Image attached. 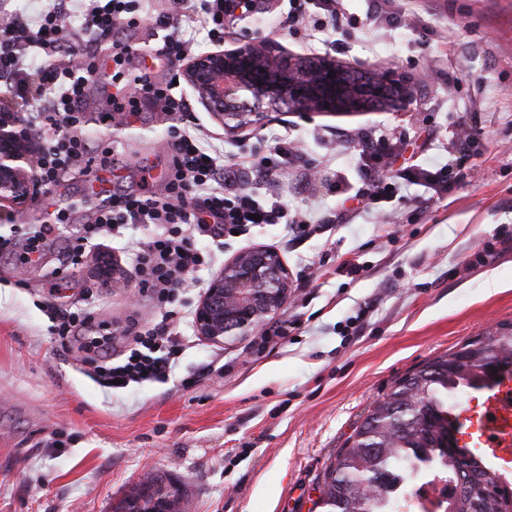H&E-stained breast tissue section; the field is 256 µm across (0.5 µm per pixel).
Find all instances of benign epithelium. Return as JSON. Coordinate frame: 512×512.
Returning a JSON list of instances; mask_svg holds the SVG:
<instances>
[{"instance_id":"obj_1","label":"benign epithelium","mask_w":512,"mask_h":512,"mask_svg":"<svg viewBox=\"0 0 512 512\" xmlns=\"http://www.w3.org/2000/svg\"><path fill=\"white\" fill-rule=\"evenodd\" d=\"M182 76L231 132L260 122L269 109L366 112L411 99L409 79L393 68L360 78L334 59L286 57L267 44L200 54L184 65ZM35 136L14 113H0V210L19 211L36 193ZM289 288L276 251L248 248L212 278L195 311L196 332L217 343L250 336L284 305Z\"/></svg>"}]
</instances>
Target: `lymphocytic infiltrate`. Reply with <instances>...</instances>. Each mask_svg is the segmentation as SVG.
<instances>
[{
  "instance_id": "lymphocytic-infiltrate-1",
  "label": "lymphocytic infiltrate",
  "mask_w": 512,
  "mask_h": 512,
  "mask_svg": "<svg viewBox=\"0 0 512 512\" xmlns=\"http://www.w3.org/2000/svg\"><path fill=\"white\" fill-rule=\"evenodd\" d=\"M347 0H290L283 21L289 33L332 35L351 27L373 35L405 25L407 12L393 9L394 0H369L363 15L349 13ZM157 14V26L167 28L171 19L203 22L210 39L224 38V0H165ZM143 0H31L24 9L0 14V78L11 100L35 112L42 144L36 179L42 190L59 184L73 168H108L109 157H98L82 132L87 86L95 72L97 42L118 27H137L143 20ZM195 47L193 37L169 32L159 50L160 57L176 64L186 60ZM170 117L167 127L175 154L164 194L113 192L110 204L93 208L64 251L65 264L77 269L85 247L108 236L119 238L127 230L149 225L153 235L136 242L132 262L140 287L150 289L160 309L173 306L181 289L198 268L212 256L201 247L209 234L233 236L260 217L265 224H281L294 233H307L315 221L308 212L288 214L276 194L258 199L238 175L236 162L221 163L204 145L201 129L183 125L188 106L173 83L140 76L134 84H123L113 103L118 123H126L140 110L141 102ZM365 181L355 199L366 209L379 210L392 199L395 183L379 174L391 157L398 138L391 132L358 135ZM133 343L121 362L100 366L97 376L105 383L123 385L166 379L180 352L179 342L166 323L152 327L128 326Z\"/></svg>"
}]
</instances>
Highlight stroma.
<instances>
[{"label": "stroma", "instance_id": "1", "mask_svg": "<svg viewBox=\"0 0 512 512\" xmlns=\"http://www.w3.org/2000/svg\"><path fill=\"white\" fill-rule=\"evenodd\" d=\"M416 8L423 30L394 31L386 58L349 27L333 44L288 34L280 26L288 0H254L250 11L225 14L227 49L265 42L364 70L423 73L410 102L390 112H273L231 133L180 82V66H151L152 80L177 81L191 122L225 160L266 154L274 135L299 141L302 155L279 185L280 198L328 229L291 242L280 224L202 237L215 264L195 273L169 319L182 350L167 382L111 390L94 371L119 358L129 337H113L102 353L86 352L80 336L63 348L50 338L48 312L84 308L111 324L160 321L131 261L134 241L150 231L87 245L83 266L64 270L66 239L87 212L79 204L85 175L70 171L57 201L56 242L43 263L21 271L10 251H0V512H115L152 475L180 485L189 512H316L327 465L376 399L425 361L512 322V0H417ZM476 115L485 132L447 157V193L400 187L389 204L390 232L343 204L345 193L363 185L357 132L403 133L389 166L395 173L441 155L442 143ZM93 146L114 154L126 186L162 192L173 146L151 106L134 130L113 127ZM256 244L285 263L286 304L252 336L227 345L203 340L193 328L200 296L217 267ZM104 252L126 287L103 283ZM350 252L366 268L355 281L336 271ZM490 277L498 289L486 288ZM356 315L361 332L343 335ZM285 320L296 328L263 345L264 333ZM190 376L194 385L183 386Z\"/></svg>", "mask_w": 512, "mask_h": 512}]
</instances>
